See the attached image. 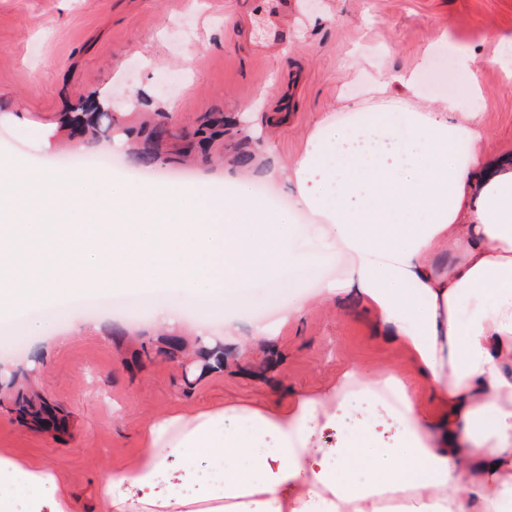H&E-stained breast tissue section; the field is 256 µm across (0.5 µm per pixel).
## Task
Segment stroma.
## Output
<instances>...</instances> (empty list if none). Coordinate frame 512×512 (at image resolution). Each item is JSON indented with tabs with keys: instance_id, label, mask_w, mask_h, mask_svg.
<instances>
[{
	"instance_id": "obj_1",
	"label": "stroma",
	"mask_w": 512,
	"mask_h": 512,
	"mask_svg": "<svg viewBox=\"0 0 512 512\" xmlns=\"http://www.w3.org/2000/svg\"><path fill=\"white\" fill-rule=\"evenodd\" d=\"M446 32L481 59L480 99L464 73L449 69ZM511 32L512 0H0V163L63 165L67 150L53 135L76 104L107 101L131 122L167 112L186 132L203 115L240 113L262 136L251 178L285 203L288 168L308 135L340 118L338 92L361 97L376 71L412 65L425 48L423 98L473 103L492 146L511 153L512 81L492 62L494 35ZM298 244L319 271L314 288L345 277L346 257L323 262L331 250L323 235L301 225ZM301 294L285 275L257 282L237 329L212 327L224 340L223 371L189 388L174 361L133 360L126 336L154 330L153 318L116 308L60 316L66 299L56 296L25 311L42 335L6 319L0 367L27 366L37 353L35 383L68 413L70 428L61 436L32 429L0 405V456L52 468L90 506L101 480L135 463L151 421L316 390L349 364L412 375L409 356L391 348L354 298L283 321ZM258 320L278 327L275 362L244 356L238 345Z\"/></svg>"
}]
</instances>
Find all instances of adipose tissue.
Masks as SVG:
<instances>
[{"instance_id":"obj_1","label":"adipose tissue","mask_w":512,"mask_h":512,"mask_svg":"<svg viewBox=\"0 0 512 512\" xmlns=\"http://www.w3.org/2000/svg\"><path fill=\"white\" fill-rule=\"evenodd\" d=\"M419 67L374 79L315 130L294 163L293 208L249 181L145 185L105 170L0 168V313L61 293L177 290L237 315L242 285L308 264L305 212L351 267L326 296L354 295L411 357L435 401L396 372L347 368L288 402L229 403L147 426L136 463L97 490L95 512H512V157L477 113L422 102ZM366 414L340 447L352 390ZM33 512H81L55 471L0 456Z\"/></svg>"}]
</instances>
